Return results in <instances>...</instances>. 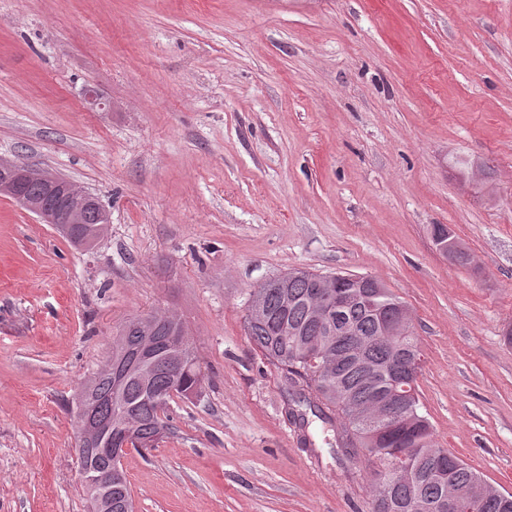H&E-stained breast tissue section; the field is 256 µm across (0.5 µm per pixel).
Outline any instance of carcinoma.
Here are the masks:
<instances>
[{"instance_id": "cac0c4a2", "label": "carcinoma", "mask_w": 512, "mask_h": 512, "mask_svg": "<svg viewBox=\"0 0 512 512\" xmlns=\"http://www.w3.org/2000/svg\"><path fill=\"white\" fill-rule=\"evenodd\" d=\"M317 274L306 269L288 273L284 288L253 289L244 316V330L257 350L281 370L292 390L293 422L305 429L312 415L336 431V446L346 454L362 450L373 464L371 493L373 512H408L413 505L420 512H448L440 469L448 472L462 498L459 512H512V494L484 500L468 498L471 486L481 479L466 462L436 445L428 418L421 412L418 393L397 394L400 384L389 371L393 354L409 355L415 375L422 369L419 339L410 330L404 336L386 335L387 325L379 320L383 312L389 319L405 303L380 280L363 287L345 274L344 287L336 290L360 297L343 310L341 317L347 334H336V325L321 324L310 302L311 281ZM134 319L123 322L112 341V363L127 371L124 391L114 390L113 379L94 372L81 392L91 393L101 416L121 424L130 419L134 434L130 444L135 450L158 444L166 435V408L154 399L164 391L166 398H189L199 392L203 380L197 349L187 337L183 321L167 313L154 326V335L172 341V348L157 356L148 382L132 365L129 354L140 343L132 329ZM185 357L178 379L171 378L167 362ZM337 363L328 369L326 360ZM389 397L403 422L391 428L375 409V402ZM134 510L127 478L112 485V509L118 504Z\"/></svg>"}]
</instances>
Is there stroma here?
Segmentation results:
<instances>
[{"mask_svg":"<svg viewBox=\"0 0 512 512\" xmlns=\"http://www.w3.org/2000/svg\"><path fill=\"white\" fill-rule=\"evenodd\" d=\"M0 158L111 219L78 248L0 195V512H86L72 401L153 310L205 380L124 457L136 512H372L244 331L295 267L405 302L438 446L512 492V0H0Z\"/></svg>","mask_w":512,"mask_h":512,"instance_id":"1","label":"stroma"}]
</instances>
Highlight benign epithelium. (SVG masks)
<instances>
[{
    "mask_svg": "<svg viewBox=\"0 0 512 512\" xmlns=\"http://www.w3.org/2000/svg\"><path fill=\"white\" fill-rule=\"evenodd\" d=\"M30 181L41 184V197L32 198L25 194L24 187ZM0 193L12 197L25 210L40 217L44 223L53 225L67 237H75L76 226L85 223L86 215L92 209L100 210L99 236H105L111 224L109 214L94 194L65 177L37 166L0 159ZM137 327L145 334V340L136 354V361L145 364L152 350L150 337L146 336L147 321L137 322ZM75 414L78 425L76 460L79 471L83 473L88 444L102 433L112 434V425L100 416L97 402L91 397L79 402ZM89 492L93 495L98 512H112V466H107L100 473L98 481L89 487Z\"/></svg>",
    "mask_w": 512,
    "mask_h": 512,
    "instance_id": "benign-epithelium-1",
    "label": "benign epithelium"
}]
</instances>
